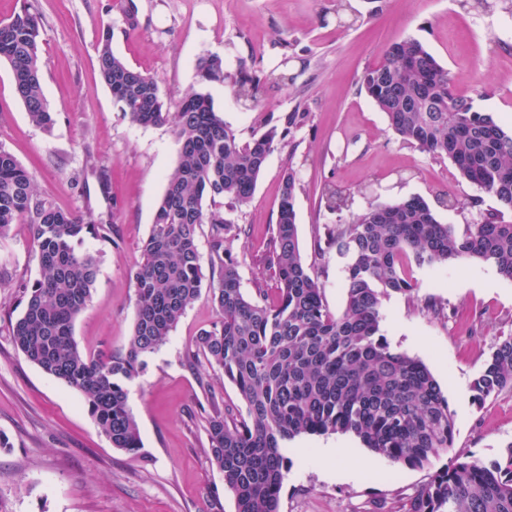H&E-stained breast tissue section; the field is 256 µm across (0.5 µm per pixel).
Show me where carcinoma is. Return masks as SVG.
I'll return each mask as SVG.
<instances>
[{
  "instance_id": "obj_1",
  "label": "carcinoma",
  "mask_w": 512,
  "mask_h": 512,
  "mask_svg": "<svg viewBox=\"0 0 512 512\" xmlns=\"http://www.w3.org/2000/svg\"><path fill=\"white\" fill-rule=\"evenodd\" d=\"M40 30V15L23 3L0 21V60L10 67L29 120L48 130L55 118L41 83ZM98 70L132 124H169L180 144L179 162L166 178L142 242V260L129 270L136 288L132 333L119 356L79 349L74 322L91 300L99 258L76 245L112 218L75 214L38 196L33 174L0 146V239L13 225H28L41 268L40 278L16 283L24 309L9 321V333L17 350L83 396L112 447L135 454L141 442L125 383L187 308L207 294L221 319L194 337L188 359L218 368L246 406L240 414L221 409L211 384L200 381L208 394L212 461L224 472L236 512H280L290 468L284 448L303 434L351 433L364 447L411 468L428 466L453 447L448 399L422 362L390 348L380 333L381 300L392 293L414 297L413 268L449 261L487 262L512 281V223L502 216V209H512V130L457 96L448 69L421 41L390 43L383 60L360 78L361 88L403 143L448 158L500 208L461 234L441 223L418 196L377 204L347 224L326 227L318 254L334 250L347 259L344 305L334 313L323 284L302 260L290 168L282 179L267 258L277 279L276 299L266 304L241 291L230 242L243 229L224 210L248 205L276 142L302 126L308 113L286 112L280 124L243 142L204 88L222 82L250 106L258 101L259 85L242 70L225 72L217 56L197 60L198 88L172 109L152 76L113 53L107 35L98 49ZM325 197L331 211L348 207L334 188ZM204 224L212 272L207 284L197 244ZM507 388L512 390V336L497 343L474 379V399L481 402ZM392 512H512V442L490 462L463 460L437 469Z\"/></svg>"
}]
</instances>
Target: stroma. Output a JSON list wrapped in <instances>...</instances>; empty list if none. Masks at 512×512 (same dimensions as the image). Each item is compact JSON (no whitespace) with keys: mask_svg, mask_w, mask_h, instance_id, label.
<instances>
[{"mask_svg":"<svg viewBox=\"0 0 512 512\" xmlns=\"http://www.w3.org/2000/svg\"><path fill=\"white\" fill-rule=\"evenodd\" d=\"M41 17L44 95L51 129L33 125L17 98L10 68L0 62V146L35 176L36 190L61 209L112 212L110 228L85 236L97 253L92 298L77 317L74 338L91 354L125 353L135 318L130 268L177 165L170 126L130 123L101 81L98 40L112 30V49L153 75L176 101L196 85L199 57L216 55L228 72L246 66L259 79L258 104L245 107L222 83L207 88L215 108L241 140H250L286 112H305L304 126L269 156L251 202L231 215L246 233L233 241L243 294H274L263 259L281 197L284 172L297 178L300 251L324 286L331 310L344 303L346 258L318 256L328 224L376 203L422 197L456 232L476 223L497 201L464 180L448 158L402 146L386 117L360 89L363 73L386 46L419 39L454 78L456 94L474 109L512 126V0H30ZM134 20H127V8ZM288 78L270 81L280 61ZM334 186L349 207L329 211ZM40 276L27 225L0 239V512H236L224 475L210 461L200 379L220 404L243 410L230 381L206 363L190 366L187 350L219 315L200 297L168 340L145 358L126 384L141 448H113L82 395L18 351L8 316L23 311L17 280ZM419 290L383 299L381 332L391 349L421 360L448 399L454 446L431 465L409 468L365 448L350 434L302 435L287 444L291 467L280 512H389L432 470L456 459L498 458L512 443V391L478 402L473 382L497 343L512 336V282L487 263L452 262L417 270ZM346 454L328 463L323 451Z\"/></svg>","mask_w":512,"mask_h":512,"instance_id":"35a3bbf8","label":"stroma"}]
</instances>
